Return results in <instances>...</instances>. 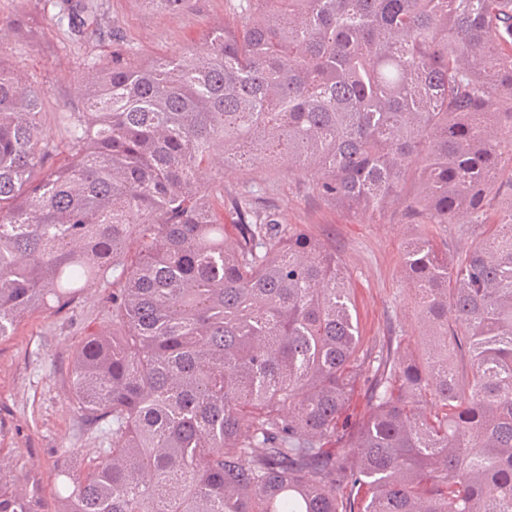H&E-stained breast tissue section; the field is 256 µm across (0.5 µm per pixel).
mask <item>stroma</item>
Here are the masks:
<instances>
[{"label":"stroma","instance_id":"1","mask_svg":"<svg viewBox=\"0 0 512 512\" xmlns=\"http://www.w3.org/2000/svg\"><path fill=\"white\" fill-rule=\"evenodd\" d=\"M105 24L83 36L58 26L38 0H0V16L26 12L37 23L31 32L0 45V56L34 84L42 103V122L51 139L67 137L60 121L64 109L79 108L78 82L87 63L106 61L130 49L133 62L177 57L202 42L216 24L229 19L227 0H186L175 12L148 11L136 0H102ZM224 197L253 188L275 205L283 223L299 226L321 239L351 275L363 348L397 338L414 347L417 324L411 292L403 283L400 255L406 238L423 231L442 250L459 241L457 225L402 223L386 216L378 222L356 215L311 194L298 178L270 170L223 172ZM112 326V283L84 288L70 309L35 311L22 319L11 336L0 339V458H12L30 474L45 501L55 499L56 463L64 449L76 451L77 463L103 455L108 438L81 420L70 404L74 352L94 331Z\"/></svg>","mask_w":512,"mask_h":512}]
</instances>
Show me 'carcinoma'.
<instances>
[{
	"instance_id": "1",
	"label": "carcinoma",
	"mask_w": 512,
	"mask_h": 512,
	"mask_svg": "<svg viewBox=\"0 0 512 512\" xmlns=\"http://www.w3.org/2000/svg\"><path fill=\"white\" fill-rule=\"evenodd\" d=\"M229 2L185 56L91 62L60 166L0 59V339L112 277L71 392L110 448L62 452L53 511L0 470V512H512V0ZM49 6L101 27L95 0ZM221 155L353 212L464 225L454 250L403 245L417 349H361L336 251L251 191L228 240Z\"/></svg>"
}]
</instances>
